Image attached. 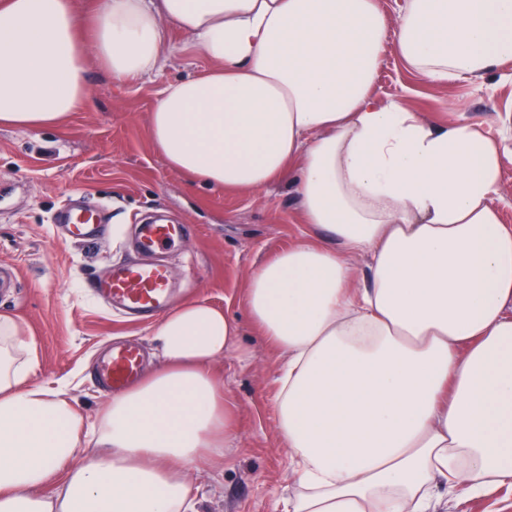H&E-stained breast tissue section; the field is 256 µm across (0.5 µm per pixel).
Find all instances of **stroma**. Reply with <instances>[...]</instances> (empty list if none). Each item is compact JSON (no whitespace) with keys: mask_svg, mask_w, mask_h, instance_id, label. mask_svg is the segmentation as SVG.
<instances>
[{"mask_svg":"<svg viewBox=\"0 0 512 512\" xmlns=\"http://www.w3.org/2000/svg\"><path fill=\"white\" fill-rule=\"evenodd\" d=\"M165 29L169 51L152 78L116 80L93 60L85 104L64 123L0 127V268L17 273L13 288L0 293V315L16 321L34 350L31 383L67 384L81 415L95 420L110 397L97 377L110 344L142 348L148 371L159 359L155 319L109 310L90 284L112 265L137 260L133 225L156 213L184 225L167 257L179 301L228 310L239 326L238 350L215 363L236 432L217 466L190 472L196 512H284L298 491L274 415L285 355L252 323L245 288L260 263L316 232L287 183L224 192L173 171L155 150L148 124L157 89L210 67L189 50L184 32L170 23ZM374 96L398 100L429 122L490 126L512 110V60L482 82L436 84L409 73L390 42ZM74 200L102 208L111 233L93 243L63 235L55 216Z\"/></svg>","mask_w":512,"mask_h":512,"instance_id":"1","label":"stroma"}]
</instances>
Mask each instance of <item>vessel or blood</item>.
I'll list each match as a JSON object with an SVG mask.
<instances>
[{"mask_svg":"<svg viewBox=\"0 0 512 512\" xmlns=\"http://www.w3.org/2000/svg\"><path fill=\"white\" fill-rule=\"evenodd\" d=\"M57 221L67 236L92 243L103 238L107 226L99 213L64 206ZM184 234L182 225L155 223L138 227V246L147 253H156L175 243ZM94 294L116 308L149 317L164 311L171 303L170 272L161 262L121 264L111 267L102 278L92 282ZM142 354L131 346H115L109 351L99 378L109 389L118 390L133 381L141 368Z\"/></svg>","mask_w":512,"mask_h":512,"instance_id":"1","label":"vessel or blood"}]
</instances>
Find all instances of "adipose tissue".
<instances>
[{"label":"adipose tissue","instance_id":"ef3b65f1","mask_svg":"<svg viewBox=\"0 0 512 512\" xmlns=\"http://www.w3.org/2000/svg\"><path fill=\"white\" fill-rule=\"evenodd\" d=\"M180 27L212 67L166 84L150 139L214 189L291 179L300 242L254 269L247 308L287 354L278 433L299 491L285 512H429L436 489L512 487V225L493 204L512 154L496 131L433 125L373 97L387 42L433 82L512 58V0H0V125L39 128L85 102L89 60L144 78ZM90 38H83V30ZM371 257L353 287L352 257ZM0 315V512H193L188 474L234 431L215 359L238 325L203 301L164 314L161 365L94 422Z\"/></svg>","mask_w":512,"mask_h":512}]
</instances>
